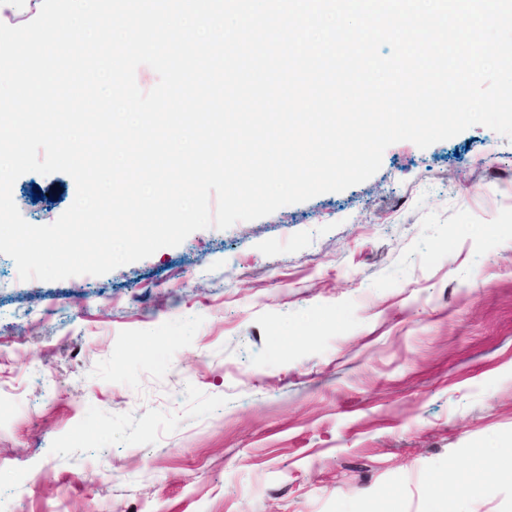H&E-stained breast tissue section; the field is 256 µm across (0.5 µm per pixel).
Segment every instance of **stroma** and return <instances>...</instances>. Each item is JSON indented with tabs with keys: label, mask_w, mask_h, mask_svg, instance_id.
I'll list each match as a JSON object with an SVG mask.
<instances>
[{
	"label": "stroma",
	"mask_w": 512,
	"mask_h": 512,
	"mask_svg": "<svg viewBox=\"0 0 512 512\" xmlns=\"http://www.w3.org/2000/svg\"><path fill=\"white\" fill-rule=\"evenodd\" d=\"M75 194L12 189L33 225ZM0 512H512V140L101 276L0 253Z\"/></svg>",
	"instance_id": "35a3bbf8"
}]
</instances>
